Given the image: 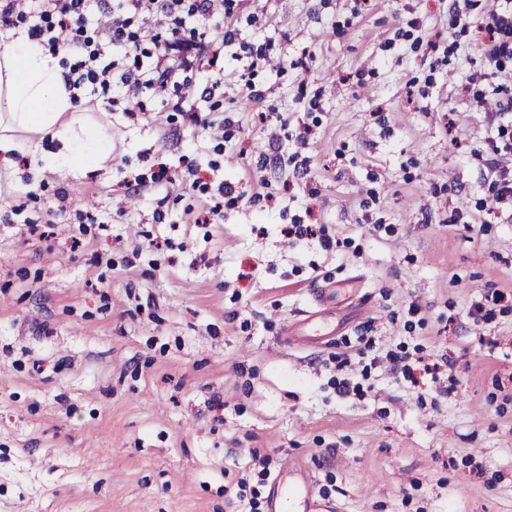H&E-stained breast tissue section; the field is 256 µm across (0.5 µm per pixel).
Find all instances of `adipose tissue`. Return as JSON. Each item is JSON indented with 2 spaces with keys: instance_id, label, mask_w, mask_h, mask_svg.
Returning a JSON list of instances; mask_svg holds the SVG:
<instances>
[{
  "instance_id": "adipose-tissue-1",
  "label": "adipose tissue",
  "mask_w": 512,
  "mask_h": 512,
  "mask_svg": "<svg viewBox=\"0 0 512 512\" xmlns=\"http://www.w3.org/2000/svg\"><path fill=\"white\" fill-rule=\"evenodd\" d=\"M57 57L26 39L0 48V153L30 149L45 169L81 172L112 155L111 137L77 115ZM56 142L41 150L42 141Z\"/></svg>"
}]
</instances>
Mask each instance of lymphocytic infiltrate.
Wrapping results in <instances>:
<instances>
[{
  "label": "lymphocytic infiltrate",
  "mask_w": 512,
  "mask_h": 512,
  "mask_svg": "<svg viewBox=\"0 0 512 512\" xmlns=\"http://www.w3.org/2000/svg\"><path fill=\"white\" fill-rule=\"evenodd\" d=\"M88 0H0V34L26 27L30 41L52 49L75 47L80 59L66 73V86L73 101H81L85 87L109 91L126 90V110L144 111V92H163L168 85H191L193 67L170 59L168 44L152 29L137 25V18L163 15L172 34L188 33L190 39H208L202 27H187V20L213 13L222 0H120L117 11L109 13L111 43L99 33L88 32L85 11ZM450 28L473 30L483 63L490 74L505 71L512 61V0H501L481 19H473L468 5L453 0ZM491 154L484 166L490 176V210L512 217V125L499 124Z\"/></svg>",
  "instance_id": "obj_1"
}]
</instances>
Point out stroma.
<instances>
[{
    "label": "stroma",
    "instance_id": "1",
    "mask_svg": "<svg viewBox=\"0 0 512 512\" xmlns=\"http://www.w3.org/2000/svg\"><path fill=\"white\" fill-rule=\"evenodd\" d=\"M449 5L233 0L204 21L235 31L223 96L78 103L112 137L81 173L0 156V512H249L288 461L341 512H512V301L472 312L512 293L480 174L512 76ZM225 181L243 201L195 223ZM390 350L443 371L362 376ZM284 236L293 239H313L318 238L320 244L328 249L331 246L330 238L325 235L323 227L318 224H289L283 230Z\"/></svg>",
    "mask_w": 512,
    "mask_h": 512
}]
</instances>
